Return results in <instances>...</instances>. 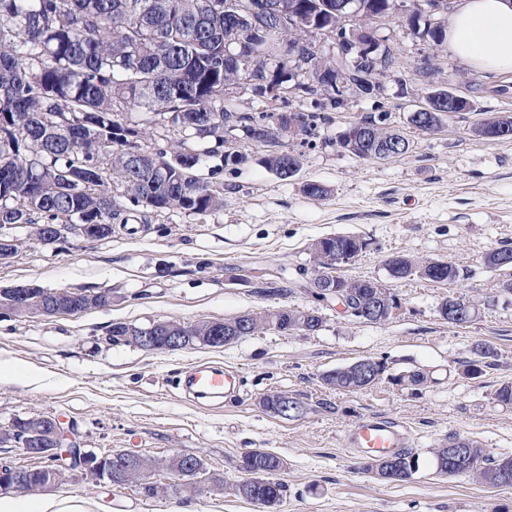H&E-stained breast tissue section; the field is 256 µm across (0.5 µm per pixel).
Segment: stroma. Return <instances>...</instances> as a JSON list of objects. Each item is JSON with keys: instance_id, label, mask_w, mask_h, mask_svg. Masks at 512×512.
I'll return each instance as SVG.
<instances>
[{"instance_id": "obj_1", "label": "stroma", "mask_w": 512, "mask_h": 512, "mask_svg": "<svg viewBox=\"0 0 512 512\" xmlns=\"http://www.w3.org/2000/svg\"><path fill=\"white\" fill-rule=\"evenodd\" d=\"M374 35L393 47L396 62L381 73V95L353 97L346 108L304 140L285 141L299 154L298 173L282 180L261 162L263 148L238 139L249 160L224 168L219 158L198 169L210 178L220 166L223 209L203 215L170 209L152 215L144 232L116 231L95 240L69 230L42 244L32 225L0 229L14 255L0 261V288L30 285L71 291H108L110 306L72 316L0 312V429L38 415L76 425L84 447L98 453L129 451L161 459L186 451L200 456L210 476L232 484L242 477L240 456L261 449L281 457L288 493L276 512H512V488H494L471 476L439 475L434 449L464 438L493 456H512V408L493 400L512 382V293L502 290L512 268L487 266V252L512 247V138L475 136L484 114L512 115V98L448 50H436L397 14L374 24ZM430 57L434 73L417 64ZM433 89L474 101L473 112L447 115L430 133L411 128L407 116ZM387 113L388 124L410 141L406 154L363 160L344 153L336 139L365 116ZM324 185L323 199L304 195L305 183ZM334 234H353L366 249L340 272L349 279L386 284L401 301L384 324L344 316L316 300L299 268H312L308 246ZM404 254L455 265L454 282L396 280L387 261ZM477 302L472 322L455 325L439 312L448 297ZM283 308L317 310L321 330H266L222 348L145 351L107 339L110 325L185 324ZM494 354L481 378L466 375L482 346ZM386 370L357 392L326 387L327 372L364 358ZM208 363L236 371L238 402L195 403L174 386L185 368ZM424 373L414 387L397 376ZM308 405L295 420L260 405L268 394ZM373 414L408 427L418 469L387 483L368 474L364 457L346 448L343 434ZM152 480L165 494L143 496L134 486L97 485L68 471L39 499L76 505L83 512H267L262 505L204 484L189 492L164 470Z\"/></svg>"}]
</instances>
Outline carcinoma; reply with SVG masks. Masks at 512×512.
<instances>
[{
  "label": "carcinoma",
  "mask_w": 512,
  "mask_h": 512,
  "mask_svg": "<svg viewBox=\"0 0 512 512\" xmlns=\"http://www.w3.org/2000/svg\"><path fill=\"white\" fill-rule=\"evenodd\" d=\"M238 11L248 0H0V229L6 224H120L150 223L149 212L179 208L205 214L224 206V187L196 174L206 157L224 146V123L257 146L267 148L262 158L267 170L286 180L300 169L299 157L283 156L281 141L263 136L264 128L278 114L294 112L301 135L307 136L325 122V112L346 106L358 92L353 74L361 69L359 50L350 40L347 25L336 14L323 16V25H336L344 56L328 58L316 48L319 36L311 30L297 32L296 59L283 66L296 71L293 97L265 95L271 72L278 67L273 55L275 32L259 36L248 26L239 31L252 63L242 69L224 64V3ZM373 16L392 13L393 0H364ZM423 23L420 34L430 45L444 47L443 28ZM339 81L342 90L323 97L315 76ZM257 82L253 98L242 106L224 98V85ZM136 112L132 120L128 114ZM388 113L356 122L371 139L350 146L346 152L365 159L374 154L376 142L405 137L386 127ZM479 136H512V116L490 114L480 120ZM161 128L178 135L168 149L151 146L150 131ZM143 154L136 171L124 165L126 156ZM367 243L353 235H333L310 244L316 265L328 268L336 253L357 256ZM389 275L396 279L417 277L451 282L460 271L448 262H419L405 255L391 257ZM350 307L377 301L393 302V294L377 280H349L329 272ZM224 329V344L231 345L260 329L316 332L321 317L301 310L279 309L262 316L239 315L217 320ZM212 321L190 325L188 347H212ZM141 327L117 322L109 329L110 342L131 343ZM336 390L356 392L366 388L349 367L323 376ZM469 454L482 460L475 472L492 487H512L499 481L503 468L512 470V457H494L466 442ZM131 470L118 468L115 479L144 471L154 462L140 454L126 456ZM418 459L399 451L370 459L367 470L389 482V472L411 467ZM284 460L260 450L244 453L239 468L247 475L229 486L232 494L275 508L286 486L274 479Z\"/></svg>",
  "instance_id": "obj_1"
}]
</instances>
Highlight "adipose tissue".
<instances>
[{"label":"adipose tissue","instance_id":"ef3b65f1","mask_svg":"<svg viewBox=\"0 0 512 512\" xmlns=\"http://www.w3.org/2000/svg\"><path fill=\"white\" fill-rule=\"evenodd\" d=\"M447 34L449 50L476 72L512 73V0H465Z\"/></svg>","mask_w":512,"mask_h":512}]
</instances>
